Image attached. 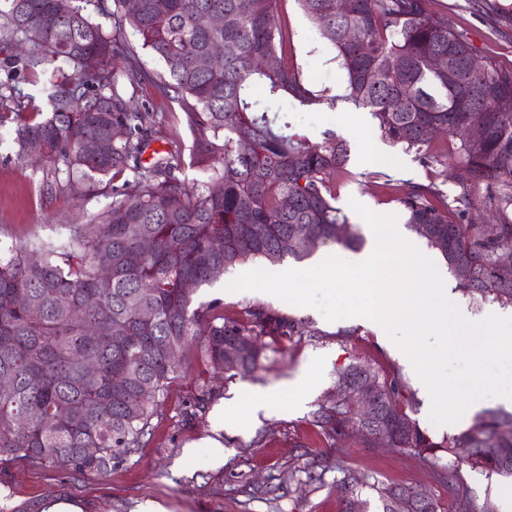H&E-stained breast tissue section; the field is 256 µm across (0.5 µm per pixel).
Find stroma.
Returning a JSON list of instances; mask_svg holds the SVG:
<instances>
[{
	"label": "stroma",
	"mask_w": 512,
	"mask_h": 512,
	"mask_svg": "<svg viewBox=\"0 0 512 512\" xmlns=\"http://www.w3.org/2000/svg\"><path fill=\"white\" fill-rule=\"evenodd\" d=\"M498 14H490L484 0H428L432 12L444 15L450 29L463 34L478 57H491L512 69V0H496ZM276 20L288 31L286 56L299 67L319 101L288 108L293 132L322 139L332 130L349 146L346 168L332 182L335 205L349 210L357 199L379 214L404 215L400 199L406 183L436 182L446 194H454L453 175L459 174L457 158L446 135L433 137L432 165L418 155L382 139L367 110L346 98V76L334 45L302 11L297 0H278ZM129 60H116V69L132 66L141 79L131 107L145 113L149 128L146 157H170L179 162L187 182L203 174L190 165L191 137L175 95L162 94L155 85L165 67L143 49L140 37L127 31ZM12 101L0 104V255L8 256L16 242L39 238L55 240L64 225L83 224L112 201L113 189L125 178L101 183L85 197L67 194L45 197L40 190L42 170L12 160L17 121ZM391 170L393 181L380 178ZM234 272L225 273L212 286L201 288L203 302L220 300L226 318H239L246 308L265 306L303 321L305 333L281 338L260 369L251 376L228 378L224 370L203 362L196 352L187 353L180 371L161 398L159 418L134 456L115 464L102 479L82 476L71 469H37L16 465L0 473V499L18 505L32 499H66L83 512H137L140 503L152 501L164 512H341L344 492L336 479L353 470L387 484L425 488L437 501L440 512H461L470 503L474 512H512L505 492L512 478L488 475L469 465L455 463L448 453L417 454L388 445H364L359 435L333 440L312 424L318 403L333 392L336 371L354 361L371 364L380 374L398 375L405 385L398 402L434 441L449 436L450 428L435 426L429 409L404 365L391 352L373 325L329 322L313 308L288 304L258 291H227ZM355 327L354 335L344 330ZM318 360L310 395L295 405L292 383L311 360ZM215 393L204 410H196L194 398L200 385ZM266 392L268 408L258 418L247 414L257 392ZM243 410L239 423L227 425L222 413L227 403ZM218 440L224 458L214 461L206 440ZM323 452L327 473L323 482L308 481L305 447Z\"/></svg>",
	"instance_id": "1"
}]
</instances>
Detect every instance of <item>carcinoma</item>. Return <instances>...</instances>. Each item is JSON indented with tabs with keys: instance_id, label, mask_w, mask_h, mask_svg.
Listing matches in <instances>:
<instances>
[{
	"instance_id": "cac0c4a2",
	"label": "carcinoma",
	"mask_w": 512,
	"mask_h": 512,
	"mask_svg": "<svg viewBox=\"0 0 512 512\" xmlns=\"http://www.w3.org/2000/svg\"><path fill=\"white\" fill-rule=\"evenodd\" d=\"M4 2L0 42L13 52L0 100L26 109L12 85L21 68L46 79L50 107L44 119L19 120L16 160L26 159L30 142L48 143L41 183L48 195L81 197L97 179L126 170L133 180L87 223L68 225L63 240L19 241L0 257V379L8 380L0 388V468H51L64 457L73 471L104 478L112 463L142 446L190 345L203 361L244 377L270 348L257 337L303 335L301 322L262 306L226 319L219 301L198 303L195 293L247 263L275 268L329 244L360 248L363 237L333 204L332 181L348 147L333 133L315 143L288 132L276 103L308 106L319 94L284 58L288 33L275 20L276 0H137L133 14L127 0H97L96 8L112 16L110 31L76 0L66 15L56 0ZM297 2L335 46L347 99L369 111L382 138L427 165L435 157L424 127L439 125L456 139L465 171L456 195L448 198L433 183L406 185V224L444 257L463 293L512 306V268L499 263L512 252V70L487 57L471 67L470 43L429 12L427 0ZM201 15L221 23L201 27ZM127 24L165 64L158 88L178 95L202 181L186 183L166 158L139 162L148 133L142 113L128 109L123 79L135 82L112 67L113 59L129 56ZM216 44L224 57L210 66ZM450 50L457 72L434 69ZM472 123L485 129L479 142L457 136ZM244 128L251 132L247 148L238 136ZM87 139L107 143L105 152L85 155ZM479 190L482 206L498 217L493 238L483 225L465 223ZM147 237L149 251L142 248ZM144 310L148 322L140 319ZM230 350L241 352L235 363L226 359ZM89 364L98 369L94 379ZM362 377L375 386L369 424L347 401L329 399L312 413V425L336 439L356 432L368 446L382 427L396 448H443L459 464L512 478V413L488 411L435 442L400 407L397 376L352 363L337 371L336 389ZM116 378L122 387L113 386ZM338 484L343 512H368L365 488L391 512L392 495L404 489L353 470Z\"/></svg>"
}]
</instances>
